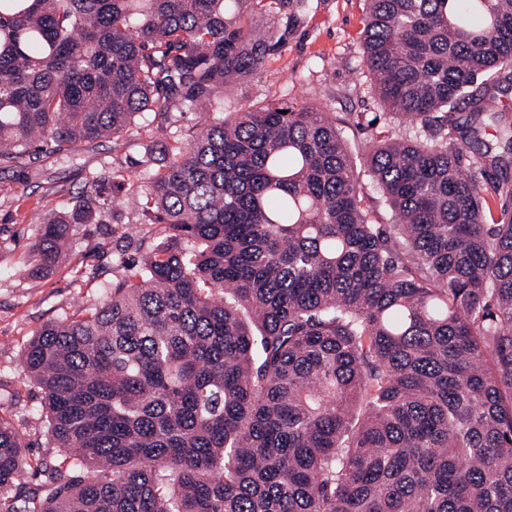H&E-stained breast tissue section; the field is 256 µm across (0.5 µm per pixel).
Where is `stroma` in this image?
<instances>
[{
	"mask_svg": "<svg viewBox=\"0 0 512 512\" xmlns=\"http://www.w3.org/2000/svg\"><path fill=\"white\" fill-rule=\"evenodd\" d=\"M364 0H314L312 12L270 56L260 79L244 81L224 97L228 112L253 103L313 104L332 112L352 152H360L377 133L405 138L408 123L384 114L361 63ZM366 123H359V116ZM201 119L191 112L148 127L130 126L122 137L83 143L76 160L49 152L32 165L0 163V401L27 445V482L39 481L36 463L52 465L58 450L47 437L37 410L42 391L26 379L23 355L35 330L103 302L107 288L126 276L129 260L144 255L165 234L161 224L142 223L127 212L120 224L80 225L66 260L35 276L23 272L45 215L70 206L100 173L113 167L141 179L139 160L146 145L187 137Z\"/></svg>",
	"mask_w": 512,
	"mask_h": 512,
	"instance_id": "35a3bbf8",
	"label": "stroma"
}]
</instances>
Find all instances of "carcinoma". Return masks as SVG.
<instances>
[{"label":"carcinoma","instance_id":"1","mask_svg":"<svg viewBox=\"0 0 512 512\" xmlns=\"http://www.w3.org/2000/svg\"><path fill=\"white\" fill-rule=\"evenodd\" d=\"M387 114L361 161L313 105L155 144L41 223L28 273L124 211L167 234L23 358L56 464L0 403V512H512V0H365ZM311 0H0V160L206 116ZM494 130L487 142L485 129ZM112 190V197L103 190ZM362 172L360 178L365 184V188L368 194V206L373 210V220H375L376 224H393V215L391 210L384 203V198L381 190L372 182L371 178L367 175V173Z\"/></svg>","mask_w":512,"mask_h":512}]
</instances>
